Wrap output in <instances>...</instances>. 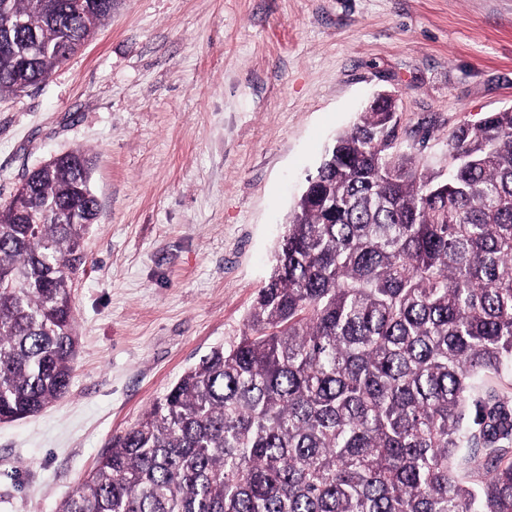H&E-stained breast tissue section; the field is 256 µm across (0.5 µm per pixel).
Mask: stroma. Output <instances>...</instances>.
Instances as JSON below:
<instances>
[{
    "instance_id": "stroma-1",
    "label": "stroma",
    "mask_w": 512,
    "mask_h": 512,
    "mask_svg": "<svg viewBox=\"0 0 512 512\" xmlns=\"http://www.w3.org/2000/svg\"><path fill=\"white\" fill-rule=\"evenodd\" d=\"M395 92L417 158L512 106V0H116L43 83L0 96V204L92 157L71 387L0 423V512H57L113 436L244 329L337 135Z\"/></svg>"
}]
</instances>
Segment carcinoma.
Instances as JSON below:
<instances>
[{"instance_id": "carcinoma-1", "label": "carcinoma", "mask_w": 512, "mask_h": 512, "mask_svg": "<svg viewBox=\"0 0 512 512\" xmlns=\"http://www.w3.org/2000/svg\"><path fill=\"white\" fill-rule=\"evenodd\" d=\"M112 0H0V95ZM370 106L288 216L244 329L112 438L58 512H512V108L420 163ZM75 150L0 206V422L71 386L99 209Z\"/></svg>"}]
</instances>
